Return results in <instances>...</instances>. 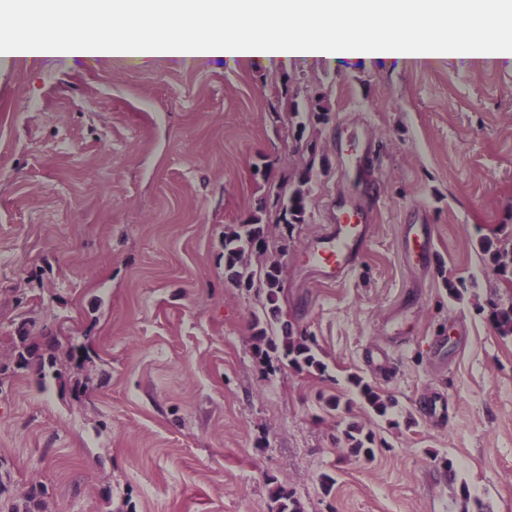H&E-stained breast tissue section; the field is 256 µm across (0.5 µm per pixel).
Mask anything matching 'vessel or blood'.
Masks as SVG:
<instances>
[{
  "label": "vessel or blood",
  "instance_id": "b4317fda",
  "mask_svg": "<svg viewBox=\"0 0 512 512\" xmlns=\"http://www.w3.org/2000/svg\"><path fill=\"white\" fill-rule=\"evenodd\" d=\"M371 234L372 227L365 224L359 206L338 202L335 214L307 248L308 260L317 278L336 283L349 277L358 266ZM404 250L412 256L416 268L429 266L433 258L430 225L408 226ZM420 413L431 424H443L448 419V401L443 397L424 399Z\"/></svg>",
  "mask_w": 512,
  "mask_h": 512
}]
</instances>
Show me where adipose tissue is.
Wrapping results in <instances>:
<instances>
[{"label": "adipose tissue", "instance_id": "adipose-tissue-1", "mask_svg": "<svg viewBox=\"0 0 512 512\" xmlns=\"http://www.w3.org/2000/svg\"><path fill=\"white\" fill-rule=\"evenodd\" d=\"M68 34L57 40L33 32L37 7L10 13V25L31 29L22 42L0 38V67L18 59L29 67L69 68L94 63L116 68L205 66L215 56L241 66L313 68L341 59L367 63L427 60L439 48L469 58L498 57L503 26L486 21V0H55ZM120 17L126 40L95 39V21ZM465 35L431 36L433 27L458 25ZM162 28V38L134 40L139 31Z\"/></svg>", "mask_w": 512, "mask_h": 512}]
</instances>
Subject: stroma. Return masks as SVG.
Returning <instances> with one entry per match:
<instances>
[{
	"label": "stroma",
	"instance_id": "stroma-1",
	"mask_svg": "<svg viewBox=\"0 0 512 512\" xmlns=\"http://www.w3.org/2000/svg\"><path fill=\"white\" fill-rule=\"evenodd\" d=\"M294 102L329 119L288 228L270 196L308 159ZM365 140L355 187L343 168ZM373 195L358 268L318 283L306 244L336 202ZM254 210L267 247L250 262L279 265L281 320L326 374L258 355L265 294L224 276V230ZM409 224L433 229L427 270L403 250ZM483 237L512 251L511 61L0 70V506L36 489L43 512H275L279 484L304 512H512V335L487 319L512 280ZM26 333L59 338L60 377L14 368ZM389 336L383 378L362 354ZM433 393L441 428L419 411ZM350 422L372 457L343 455ZM352 384L358 390L362 399L366 404L380 417H386L391 407L390 403L383 399L382 396L367 382L359 376H353Z\"/></svg>",
	"mask_w": 512,
	"mask_h": 512
}]
</instances>
